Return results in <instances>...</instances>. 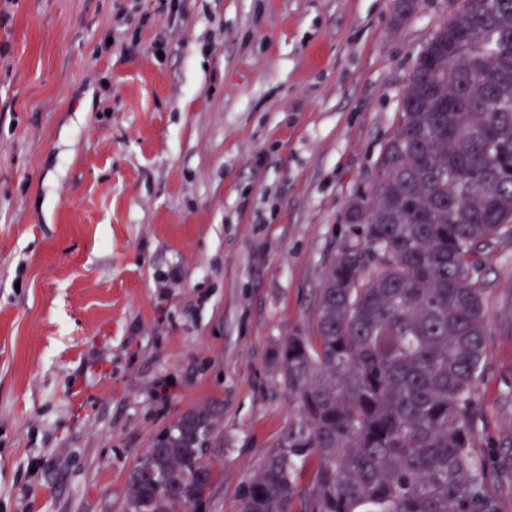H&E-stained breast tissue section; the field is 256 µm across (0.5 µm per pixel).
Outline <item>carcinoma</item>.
Segmentation results:
<instances>
[{
  "instance_id": "cac0c4a2",
  "label": "carcinoma",
  "mask_w": 512,
  "mask_h": 512,
  "mask_svg": "<svg viewBox=\"0 0 512 512\" xmlns=\"http://www.w3.org/2000/svg\"><path fill=\"white\" fill-rule=\"evenodd\" d=\"M344 223L315 335L276 352L302 419L240 512H498L471 436L487 335L476 273L512 232V0H462L434 31L374 195L353 199ZM222 412L190 409L153 439L130 471L126 512H208Z\"/></svg>"
}]
</instances>
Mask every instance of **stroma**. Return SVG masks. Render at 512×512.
<instances>
[{"label":"stroma","instance_id":"obj_1","mask_svg":"<svg viewBox=\"0 0 512 512\" xmlns=\"http://www.w3.org/2000/svg\"><path fill=\"white\" fill-rule=\"evenodd\" d=\"M456 0H0V512H125L186 410L224 406L210 512L300 405L350 201ZM473 446L512 512V237L487 252Z\"/></svg>","mask_w":512,"mask_h":512}]
</instances>
